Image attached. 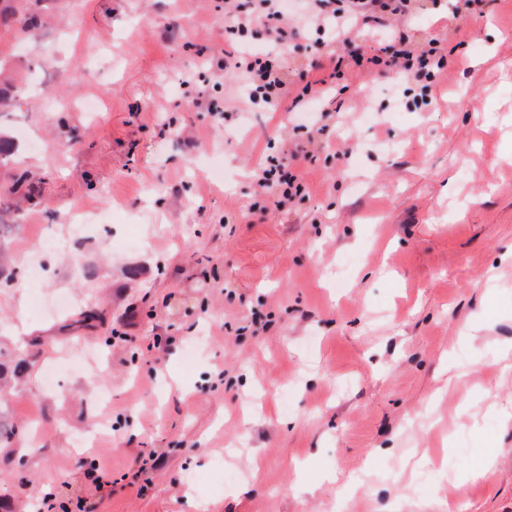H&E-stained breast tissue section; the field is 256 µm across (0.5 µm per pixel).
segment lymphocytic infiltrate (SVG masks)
<instances>
[{
    "mask_svg": "<svg viewBox=\"0 0 512 512\" xmlns=\"http://www.w3.org/2000/svg\"><path fill=\"white\" fill-rule=\"evenodd\" d=\"M412 0H309V23L314 30L326 24H336L341 54L335 55L331 73L318 75L300 72L299 85H292L284 74L283 48L290 37L286 22L285 0H224V30L228 49L217 69L230 68L232 62L243 61V87L249 102L265 112L287 107L294 112L306 111L309 105L334 89L344 72L356 71L365 75L398 69L415 80H431L443 69L435 50L414 52L403 38L392 37L378 46L354 44L351 31L374 32L384 17L401 18L410 11ZM262 24L266 43L252 42L254 24ZM295 153L288 152L267 158L258 167L255 177L261 191L274 207L306 192L307 183L295 163Z\"/></svg>",
    "mask_w": 512,
    "mask_h": 512,
    "instance_id": "lymphocytic-infiltrate-1",
    "label": "lymphocytic infiltrate"
}]
</instances>
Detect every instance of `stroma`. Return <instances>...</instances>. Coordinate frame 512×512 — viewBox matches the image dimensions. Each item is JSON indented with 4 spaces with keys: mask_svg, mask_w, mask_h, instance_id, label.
Instances as JSON below:
<instances>
[{
    "mask_svg": "<svg viewBox=\"0 0 512 512\" xmlns=\"http://www.w3.org/2000/svg\"><path fill=\"white\" fill-rule=\"evenodd\" d=\"M216 3L48 0L57 24L0 28V198L23 203L0 346L26 357L0 507L512 512V0H415L397 26L441 38L445 74L302 114L211 73ZM324 110L304 197L252 211L255 169Z\"/></svg>",
    "mask_w": 512,
    "mask_h": 512,
    "instance_id": "35a3bbf8",
    "label": "stroma"
}]
</instances>
